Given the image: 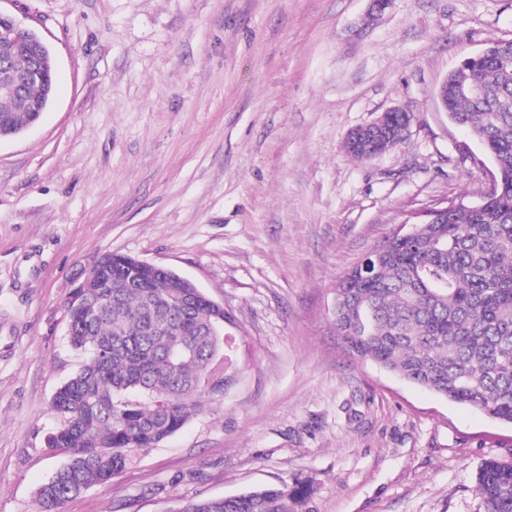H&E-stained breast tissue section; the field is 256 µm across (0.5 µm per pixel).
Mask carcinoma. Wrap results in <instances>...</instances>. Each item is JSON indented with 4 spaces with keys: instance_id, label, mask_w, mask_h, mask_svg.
Returning a JSON list of instances; mask_svg holds the SVG:
<instances>
[{
    "instance_id": "obj_1",
    "label": "carcinoma",
    "mask_w": 512,
    "mask_h": 512,
    "mask_svg": "<svg viewBox=\"0 0 512 512\" xmlns=\"http://www.w3.org/2000/svg\"><path fill=\"white\" fill-rule=\"evenodd\" d=\"M44 45L18 39L0 56V82L16 81ZM446 112L468 128L496 166L498 188L476 209L448 204V218L417 225L410 241L390 235L366 255L369 277L350 271L336 285V331L350 351L405 381L512 424V46L485 44L447 78ZM55 69L0 91V134H16L42 116ZM396 145L345 144L365 159ZM92 280L98 315L69 312V343L89 361L56 392L62 427L47 440L65 462L37 492L38 512L103 486L142 452L163 442L199 409L188 395L222 354L203 335L216 321L213 302L165 269L141 271L134 257L111 253ZM484 512H512V464L485 463L477 475ZM310 488L265 486L221 498L187 500L179 512H299Z\"/></svg>"
}]
</instances>
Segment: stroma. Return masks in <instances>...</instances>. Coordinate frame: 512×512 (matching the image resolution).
<instances>
[{"label": "stroma", "instance_id": "obj_1", "mask_svg": "<svg viewBox=\"0 0 512 512\" xmlns=\"http://www.w3.org/2000/svg\"><path fill=\"white\" fill-rule=\"evenodd\" d=\"M46 41L56 89L0 140V512H37L64 459L58 387L86 357L67 302L106 251L223 304L239 373L177 434L65 512H177L304 482L315 512H483L476 477L512 426L354 356L337 279L416 213L480 201L492 159L438 90L512 0H0ZM403 109L405 139L347 156Z\"/></svg>", "mask_w": 512, "mask_h": 512}]
</instances>
